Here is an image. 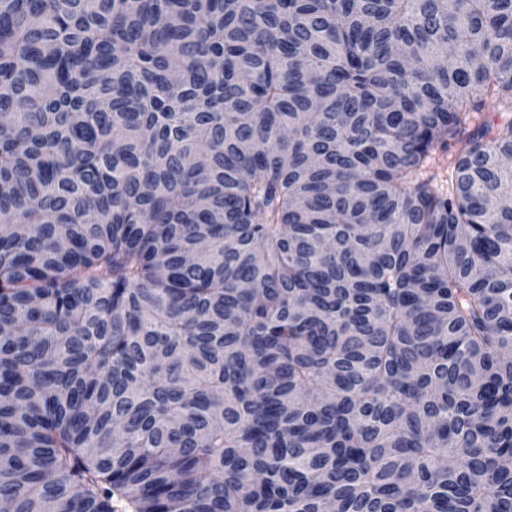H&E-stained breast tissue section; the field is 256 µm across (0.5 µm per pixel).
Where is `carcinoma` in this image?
I'll list each match as a JSON object with an SVG mask.
<instances>
[{
    "mask_svg": "<svg viewBox=\"0 0 512 512\" xmlns=\"http://www.w3.org/2000/svg\"><path fill=\"white\" fill-rule=\"evenodd\" d=\"M489 100L512 0H0V502L512 512Z\"/></svg>",
    "mask_w": 512,
    "mask_h": 512,
    "instance_id": "cac0c4a2",
    "label": "carcinoma"
}]
</instances>
